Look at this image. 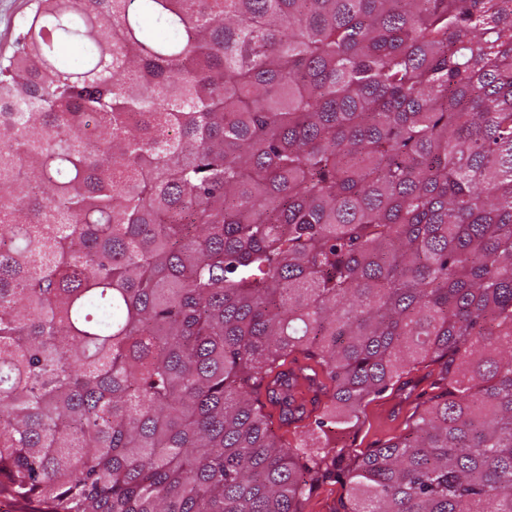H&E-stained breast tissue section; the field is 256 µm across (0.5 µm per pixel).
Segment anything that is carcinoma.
<instances>
[{
    "mask_svg": "<svg viewBox=\"0 0 512 512\" xmlns=\"http://www.w3.org/2000/svg\"><path fill=\"white\" fill-rule=\"evenodd\" d=\"M422 365L401 434L329 444ZM328 482L512 512V0H36L0 61V494Z\"/></svg>",
    "mask_w": 512,
    "mask_h": 512,
    "instance_id": "carcinoma-1",
    "label": "carcinoma"
}]
</instances>
